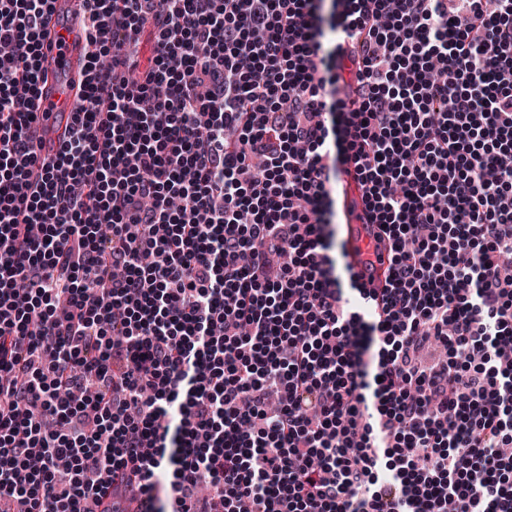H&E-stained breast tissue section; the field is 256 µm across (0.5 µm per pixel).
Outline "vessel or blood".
I'll return each instance as SVG.
<instances>
[{
	"instance_id": "obj_1",
	"label": "vessel or blood",
	"mask_w": 512,
	"mask_h": 512,
	"mask_svg": "<svg viewBox=\"0 0 512 512\" xmlns=\"http://www.w3.org/2000/svg\"><path fill=\"white\" fill-rule=\"evenodd\" d=\"M86 24L85 0H55L47 18V46L41 60L43 78L38 84L37 99L38 134L49 150L55 149L65 135L72 107L86 93L91 51L84 38ZM340 185L351 272L365 287H383L389 267L387 250L379 249L373 255V268H366L364 264L365 246L381 229L374 222L355 165L342 168Z\"/></svg>"
}]
</instances>
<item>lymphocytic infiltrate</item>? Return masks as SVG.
I'll list each match as a JSON object with an SVG mask.
<instances>
[{
    "label": "lymphocytic infiltrate",
    "instance_id": "lymphocytic-infiltrate-1",
    "mask_svg": "<svg viewBox=\"0 0 512 512\" xmlns=\"http://www.w3.org/2000/svg\"><path fill=\"white\" fill-rule=\"evenodd\" d=\"M86 6L112 81L46 157L52 0H0V499L512 512V0ZM348 163L380 300L328 254Z\"/></svg>",
    "mask_w": 512,
    "mask_h": 512
}]
</instances>
